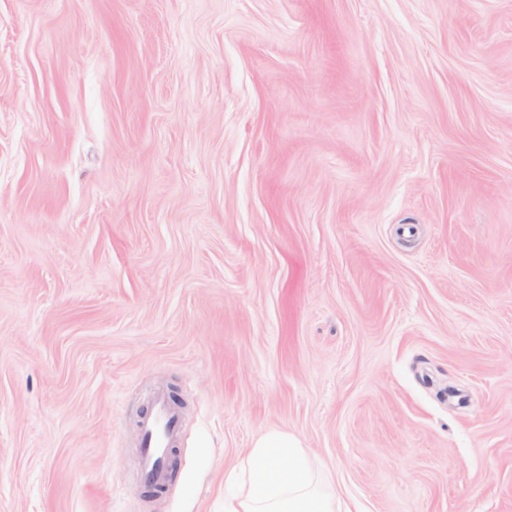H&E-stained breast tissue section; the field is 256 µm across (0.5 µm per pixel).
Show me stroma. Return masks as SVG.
Wrapping results in <instances>:
<instances>
[{"instance_id":"1","label":"stroma","mask_w":512,"mask_h":512,"mask_svg":"<svg viewBox=\"0 0 512 512\" xmlns=\"http://www.w3.org/2000/svg\"><path fill=\"white\" fill-rule=\"evenodd\" d=\"M271 430L512 512V0H0V512H224ZM151 406V412L140 425L141 476L145 481L163 488L168 481L163 457L177 437L180 417L177 408L164 392L152 396Z\"/></svg>"}]
</instances>
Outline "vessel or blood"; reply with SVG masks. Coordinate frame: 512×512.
Wrapping results in <instances>:
<instances>
[{"label":"vessel or blood","instance_id":"1","mask_svg":"<svg viewBox=\"0 0 512 512\" xmlns=\"http://www.w3.org/2000/svg\"><path fill=\"white\" fill-rule=\"evenodd\" d=\"M179 426V412L168 395L154 394L151 411L140 425V467L145 481L161 488L166 486L168 471L163 457L175 440Z\"/></svg>","mask_w":512,"mask_h":512}]
</instances>
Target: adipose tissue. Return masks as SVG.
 <instances>
[{
    "label": "adipose tissue",
    "mask_w": 512,
    "mask_h": 512,
    "mask_svg": "<svg viewBox=\"0 0 512 512\" xmlns=\"http://www.w3.org/2000/svg\"><path fill=\"white\" fill-rule=\"evenodd\" d=\"M224 482L230 488L224 512H350L326 486L299 439L285 431L257 439L225 472Z\"/></svg>",
    "instance_id": "obj_1"
}]
</instances>
